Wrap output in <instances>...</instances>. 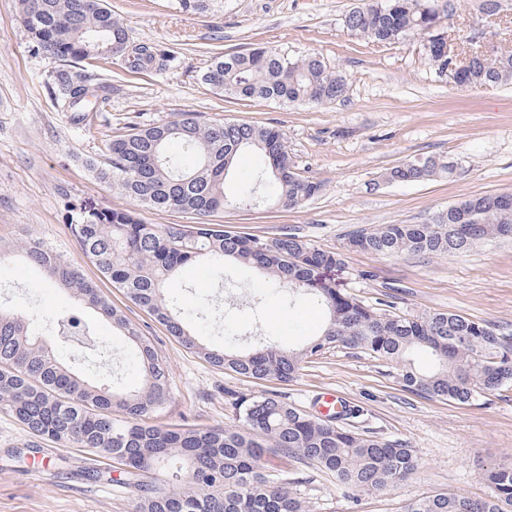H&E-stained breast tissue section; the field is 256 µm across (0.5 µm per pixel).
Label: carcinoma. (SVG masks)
Segmentation results:
<instances>
[{"instance_id": "obj_1", "label": "carcinoma", "mask_w": 512, "mask_h": 512, "mask_svg": "<svg viewBox=\"0 0 512 512\" xmlns=\"http://www.w3.org/2000/svg\"><path fill=\"white\" fill-rule=\"evenodd\" d=\"M19 4L39 53L61 60L93 58L103 66L119 57L137 70L161 68L175 59L154 43L133 40L106 0ZM212 5V0H172V6L186 12H205ZM448 17V0H369L351 12L348 27L377 43L420 37L434 73L446 79L448 38L442 21ZM460 78L474 87L511 83L512 52L487 55L476 48ZM202 81L230 98L288 104L327 105L345 91L341 76L320 57H293L270 47L219 56ZM110 92V85L92 78L69 81L61 87V104L72 123L80 125L89 112L108 103ZM109 140L105 162L94 161L90 168L112 192L148 210L193 213L200 222L147 224L131 210H87L67 202L71 231L103 278L210 365L245 378L287 383L303 364L341 347L400 363L408 390L456 404H469L512 383V338L489 324L450 312L401 315L392 301L382 309L367 306L322 277L323 270L341 264L343 253L322 249L291 228L269 238L203 221L258 197L295 207L319 194L321 183L296 171L278 129L205 122L199 113L184 111L164 123L111 134ZM172 142L183 155L168 152ZM245 151L264 159V180L228 194L226 178ZM184 155L193 165L185 166ZM456 174L448 161L428 156L405 160L385 174V181L422 182ZM460 205L424 224L359 227L345 238L343 249L430 257L466 254L487 241L512 239V199L485 194ZM16 255L43 269L78 303L55 319L57 335L94 341L85 310L96 311L133 345L142 381L118 390L94 383L67 367L32 332L30 319L0 309V409L35 438L112 458L122 466L125 484L135 489L133 512H311L309 502L266 470L262 437L275 451L309 461L353 491L387 488L417 469L416 451L407 442L359 434L273 393L236 402L241 425L235 429L149 423L169 401L171 384L166 363L141 329L44 242L0 250V260ZM202 259L216 272L231 260L257 271L267 283H286L311 296L325 314L320 332L298 348L272 340L248 350L199 344L168 286L182 269ZM418 352L430 354V368L415 366L412 356ZM148 474L153 480L143 481ZM487 480L492 489L487 498L436 494L410 501L403 512H512V466L489 471Z\"/></svg>"}]
</instances>
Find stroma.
Returning a JSON list of instances; mask_svg holds the SVG:
<instances>
[{"label": "stroma", "mask_w": 512, "mask_h": 512, "mask_svg": "<svg viewBox=\"0 0 512 512\" xmlns=\"http://www.w3.org/2000/svg\"><path fill=\"white\" fill-rule=\"evenodd\" d=\"M108 2L134 39L171 50L176 60L160 71L113 61L104 73L110 102L84 127L70 122L56 97L63 81L92 74V66L37 53L19 0H0V243H48L149 336L171 379V398L154 423L238 426L236 394L275 393L314 415L318 399L332 392L360 411L345 427L416 449L415 473L369 493L346 489L303 460L270 457L273 473L286 478L313 512H400L409 500L439 492L488 497L483 472L512 464V386L457 405L407 390L400 365L345 349L316 357L287 383L214 368L101 277L72 235L62 199L131 208L87 167L106 154V129L148 126L189 110L209 120L277 127L298 173L322 184L299 207L230 206L211 223L265 236L292 227L323 249L342 250L357 227L421 224L469 197L512 192V85L462 90L435 75L420 38L388 45L356 35L345 17L365 0H224L204 13L172 9L170 0ZM453 3L449 39L475 27L491 34L495 48L512 51V0L493 16L479 12V0ZM258 45L321 57L344 77V96L327 106L280 104L229 98L202 83L217 54ZM426 156L456 164L460 176L384 181L389 169ZM329 276L373 307L391 295L398 312L458 313L512 336V241L488 242L462 256L344 252ZM170 292L193 313L191 329L209 347L230 340L248 348L268 339L299 346L322 325L310 296L267 286L232 262L220 275L201 265L185 268ZM73 306L39 267L18 258L0 265V307L32 315V330L67 366L102 384L138 385L133 348L98 314L90 316L94 350L57 335L51 315ZM32 442L41 448L36 457L14 458L15 449ZM113 466L83 448L34 441L0 411V512H133V494ZM91 468L101 471V480L85 479Z\"/></svg>", "instance_id": "1"}]
</instances>
